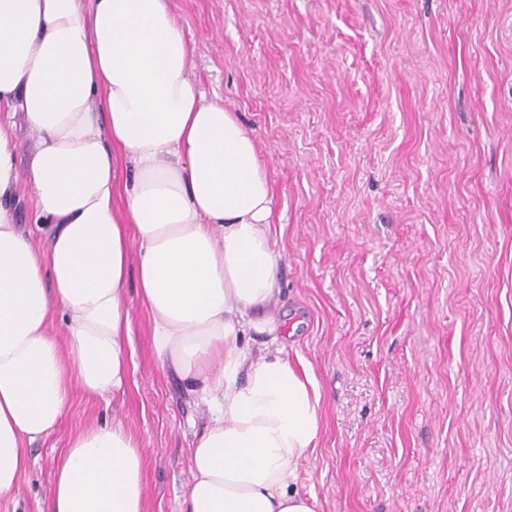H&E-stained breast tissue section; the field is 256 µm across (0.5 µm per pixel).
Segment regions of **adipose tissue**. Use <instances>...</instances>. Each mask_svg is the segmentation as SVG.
<instances>
[{
	"mask_svg": "<svg viewBox=\"0 0 512 512\" xmlns=\"http://www.w3.org/2000/svg\"><path fill=\"white\" fill-rule=\"evenodd\" d=\"M168 0H0V196L32 190L38 224L0 205V497L74 390L124 394L137 365L127 284L161 368L212 417L190 449L184 512H316L290 484L320 433L312 369L283 355L282 252L256 144L206 101ZM45 247H38L35 235ZM264 337L263 350L243 346ZM145 456L119 421L73 437L50 512H146Z\"/></svg>",
	"mask_w": 512,
	"mask_h": 512,
	"instance_id": "ef3b65f1",
	"label": "adipose tissue"
}]
</instances>
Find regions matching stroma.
I'll return each instance as SVG.
<instances>
[{"label": "stroma", "mask_w": 512, "mask_h": 512, "mask_svg": "<svg viewBox=\"0 0 512 512\" xmlns=\"http://www.w3.org/2000/svg\"><path fill=\"white\" fill-rule=\"evenodd\" d=\"M171 5L268 174L286 352L321 392L293 489L317 512H512V0ZM130 304L127 394L76 393L0 512H46L60 449L112 420L146 449V512H181L209 414Z\"/></svg>", "instance_id": "1"}]
</instances>
